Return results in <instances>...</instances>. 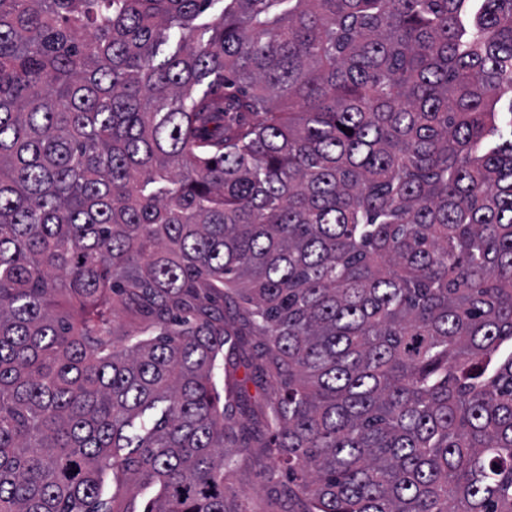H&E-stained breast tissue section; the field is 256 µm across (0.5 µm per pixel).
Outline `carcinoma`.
Masks as SVG:
<instances>
[{"mask_svg": "<svg viewBox=\"0 0 512 512\" xmlns=\"http://www.w3.org/2000/svg\"><path fill=\"white\" fill-rule=\"evenodd\" d=\"M504 104L512 0H0V512H251L235 408L286 512H512Z\"/></svg>", "mask_w": 512, "mask_h": 512, "instance_id": "obj_1", "label": "carcinoma"}]
</instances>
